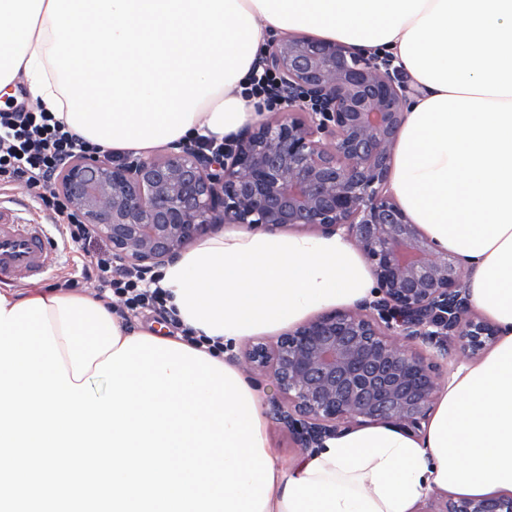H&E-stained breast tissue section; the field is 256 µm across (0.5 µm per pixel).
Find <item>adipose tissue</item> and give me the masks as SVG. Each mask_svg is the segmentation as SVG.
Wrapping results in <instances>:
<instances>
[{
	"instance_id": "obj_1",
	"label": "adipose tissue",
	"mask_w": 512,
	"mask_h": 512,
	"mask_svg": "<svg viewBox=\"0 0 512 512\" xmlns=\"http://www.w3.org/2000/svg\"><path fill=\"white\" fill-rule=\"evenodd\" d=\"M276 31L388 54L408 75L391 190L462 261L499 339L452 376L421 435L375 423L275 463L264 512H414L440 491L512 493V0H0V90L24 77L34 102L107 151L227 138L264 118L243 91ZM161 273L182 325L227 351L375 289L338 233L228 230ZM39 297L74 384L133 336L100 300Z\"/></svg>"
}]
</instances>
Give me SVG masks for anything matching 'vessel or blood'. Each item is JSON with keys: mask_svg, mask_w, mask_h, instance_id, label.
Instances as JSON below:
<instances>
[{"mask_svg": "<svg viewBox=\"0 0 512 512\" xmlns=\"http://www.w3.org/2000/svg\"><path fill=\"white\" fill-rule=\"evenodd\" d=\"M54 250L45 225L0 222V282L46 278Z\"/></svg>", "mask_w": 512, "mask_h": 512, "instance_id": "vessel-or-blood-1", "label": "vessel or blood"}]
</instances>
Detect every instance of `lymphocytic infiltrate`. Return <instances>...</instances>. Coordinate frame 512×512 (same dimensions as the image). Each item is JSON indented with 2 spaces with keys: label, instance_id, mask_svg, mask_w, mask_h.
I'll return each instance as SVG.
<instances>
[{
  "label": "lymphocytic infiltrate",
  "instance_id": "obj_1",
  "mask_svg": "<svg viewBox=\"0 0 512 512\" xmlns=\"http://www.w3.org/2000/svg\"><path fill=\"white\" fill-rule=\"evenodd\" d=\"M100 153L98 145L67 130L44 106L0 113V181L21 187L50 219H63L66 239L74 245L92 242L94 234L55 192L54 183L70 161ZM159 279L156 271L143 276L126 269L111 246L102 244L94 245L80 280H63L59 287L93 289L96 298L114 301L123 317L143 309L166 316L167 293Z\"/></svg>",
  "mask_w": 512,
  "mask_h": 512
}]
</instances>
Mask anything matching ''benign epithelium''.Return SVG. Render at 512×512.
Returning <instances> with one entry per match:
<instances>
[{
  "instance_id": "benign-epithelium-1",
  "label": "benign epithelium",
  "mask_w": 512,
  "mask_h": 512,
  "mask_svg": "<svg viewBox=\"0 0 512 512\" xmlns=\"http://www.w3.org/2000/svg\"><path fill=\"white\" fill-rule=\"evenodd\" d=\"M262 64L288 90V111L244 129L222 162L188 145L119 164L83 157L60 191L140 270L223 224L343 234L370 264L373 299L258 341L238 362L271 379L268 414L305 454L374 422L415 435L447 383L438 361L482 356L498 328L472 310L461 262L389 189L413 89L390 62L303 35L273 41ZM432 512H512V495L447 499Z\"/></svg>"
}]
</instances>
